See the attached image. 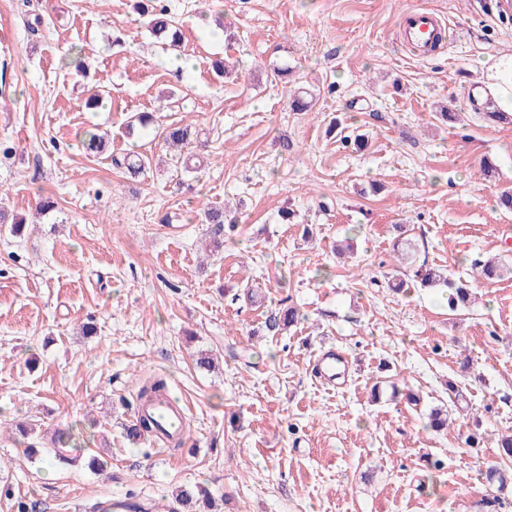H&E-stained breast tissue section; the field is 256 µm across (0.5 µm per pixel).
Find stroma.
<instances>
[{
    "mask_svg": "<svg viewBox=\"0 0 512 512\" xmlns=\"http://www.w3.org/2000/svg\"><path fill=\"white\" fill-rule=\"evenodd\" d=\"M135 3L0 0V212L26 223L16 237L0 222V512H91L121 496L177 512L176 490L195 486L213 512H512V488L482 478L512 432V210L496 199L512 189V121L470 99L482 63L512 53V6L164 0L193 63L183 72ZM416 9L446 32L425 58L400 35ZM73 46L85 72L65 69ZM219 58L235 64L223 79ZM96 86L97 112L85 105ZM300 89L309 111L291 108ZM444 107L463 125L443 122ZM137 112L153 122L128 127ZM172 124L207 141L199 172L163 147ZM94 127L108 135L98 155L81 146ZM132 151L149 159L135 180L112 165ZM47 196L55 206L38 215ZM210 201L238 224L201 223ZM397 224L418 260L472 283L470 310L449 312L442 287L388 288ZM487 258L508 266L490 283L471 270ZM279 305L304 318L271 335ZM328 348L350 361L343 385L312 373ZM202 352L214 369L197 365ZM157 376L189 421L165 451L125 433ZM452 381L467 408L427 430ZM20 420L103 469L27 457Z\"/></svg>",
    "mask_w": 512,
    "mask_h": 512,
    "instance_id": "35a3bbf8",
    "label": "stroma"
}]
</instances>
